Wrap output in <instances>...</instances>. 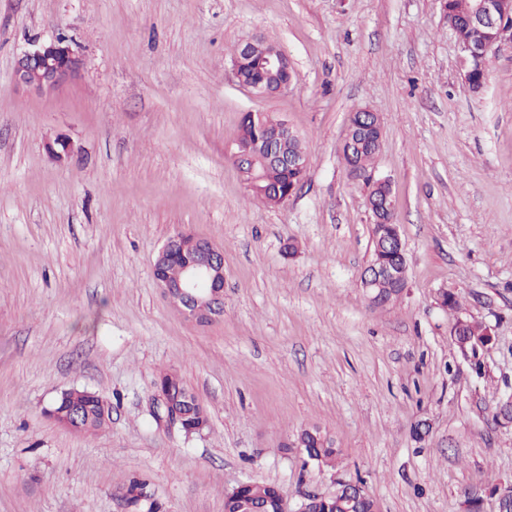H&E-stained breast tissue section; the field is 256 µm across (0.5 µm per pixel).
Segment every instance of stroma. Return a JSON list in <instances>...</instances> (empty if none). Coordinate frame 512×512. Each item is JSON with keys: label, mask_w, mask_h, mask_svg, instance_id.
<instances>
[{"label": "stroma", "mask_w": 512, "mask_h": 512, "mask_svg": "<svg viewBox=\"0 0 512 512\" xmlns=\"http://www.w3.org/2000/svg\"><path fill=\"white\" fill-rule=\"evenodd\" d=\"M60 33L77 76L20 85L28 40ZM259 36L294 69L269 98L231 71ZM362 107L383 119L372 173L408 259L384 307L360 286L372 216L342 155ZM248 112L283 117L305 147L282 207L251 199L230 159ZM179 228L224 250V315L206 326L153 278ZM460 316L492 330L476 358L453 341ZM167 371L206 407L202 433L161 420ZM72 388L111 404L106 428L45 415ZM511 395L512 54L470 90L443 0H0V512H125L131 472L163 512H224L242 481L295 512L340 479L376 512H468L473 492L498 512L512 426L494 413ZM313 425L335 468L292 447Z\"/></svg>", "instance_id": "35a3bbf8"}]
</instances>
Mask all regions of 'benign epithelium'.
<instances>
[{
  "label": "benign epithelium",
  "instance_id": "benign-epithelium-1",
  "mask_svg": "<svg viewBox=\"0 0 512 512\" xmlns=\"http://www.w3.org/2000/svg\"><path fill=\"white\" fill-rule=\"evenodd\" d=\"M470 27L478 32L493 31V36L474 44L460 41V63L463 72H468L474 61L484 64L489 58L507 48L512 51V37L507 32L512 30V0H473L469 11ZM264 44L262 64L267 74L277 75L282 70L290 69L288 55L274 42L266 39L249 40L239 46V57L254 54L257 44ZM82 57L72 41L57 35L49 40L33 38L28 46L18 55L15 66L17 81L38 90H52L74 77L81 69ZM288 87V83L272 81L264 85L248 86L256 96L268 98ZM274 128V133L263 143H239L231 153L232 162L239 169H245L260 162L267 167L283 165L294 169H307L305 154H285L280 145L285 138H295L297 134L288 123L270 114H251ZM181 247L193 253V260L182 268L181 275L172 280L162 276L158 270L153 275L169 303L178 309L187 319L204 326L213 322L224 312V251L213 242L198 238L186 230H177L171 234L160 249L159 257H164L170 250ZM396 280L401 284L407 282V267L387 270L383 274L366 270L361 277V284L369 294L371 303L381 305V287L387 280ZM164 410V419L170 424H179L185 434L201 432L206 424L194 427L183 425L178 413L170 410L165 392H160Z\"/></svg>",
  "mask_w": 512,
  "mask_h": 512
}]
</instances>
